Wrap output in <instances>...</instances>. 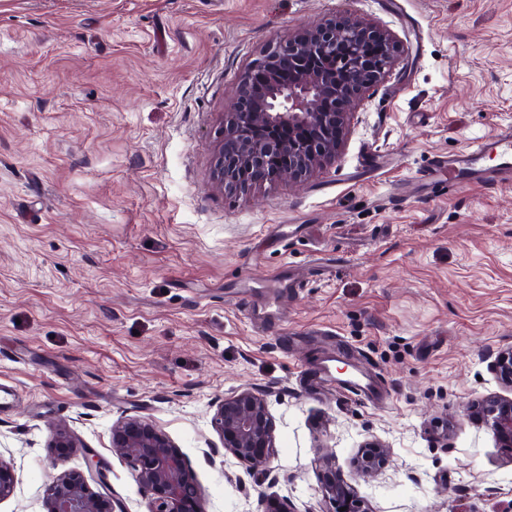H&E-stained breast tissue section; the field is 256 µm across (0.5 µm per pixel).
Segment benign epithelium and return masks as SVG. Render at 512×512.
<instances>
[{
  "instance_id": "benign-epithelium-1",
  "label": "benign epithelium",
  "mask_w": 512,
  "mask_h": 512,
  "mask_svg": "<svg viewBox=\"0 0 512 512\" xmlns=\"http://www.w3.org/2000/svg\"><path fill=\"white\" fill-rule=\"evenodd\" d=\"M331 59L325 69L317 59ZM397 48L382 27L347 18L305 27L288 36L242 76L233 111L224 113L218 146V183L228 189L273 182L283 175L302 178L336 158L352 113L348 108L381 82L395 65ZM297 132L283 143L254 136L261 127ZM491 369L512 391V348L497 353ZM481 412L502 448H512V398L493 397ZM212 423L224 453L254 468H263L274 454V424L263 395L242 390L224 398ZM80 440L61 427L52 430L50 447L77 448ZM112 451L130 461L150 495L149 512H205L204 499L192 470L166 434L151 422L131 418L112 426ZM388 455L380 442L360 448L357 471L377 472ZM87 472H63L49 484L45 512H125L109 491L94 492L100 480L99 458L85 449ZM17 482L14 469L0 459V500ZM321 492L345 512H367L353 488L327 470Z\"/></svg>"
}]
</instances>
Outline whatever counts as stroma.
I'll list each match as a JSON object with an SVG mask.
<instances>
[{
	"instance_id": "1",
	"label": "stroma",
	"mask_w": 512,
	"mask_h": 512,
	"mask_svg": "<svg viewBox=\"0 0 512 512\" xmlns=\"http://www.w3.org/2000/svg\"><path fill=\"white\" fill-rule=\"evenodd\" d=\"M397 61L352 107L335 161L229 191L213 179L240 77L338 17ZM512 128V0H0V512H44L85 448L126 512L150 494L111 448L145 418L207 512H333V463L369 512H504L512 450L472 407L505 395L512 179L452 188L439 157ZM353 361L375 401L319 373ZM260 391L276 451L254 468L211 424ZM82 445L55 457L51 426ZM389 448L357 474L362 444ZM491 369L498 381L512 391V348L499 351L492 361Z\"/></svg>"
}]
</instances>
